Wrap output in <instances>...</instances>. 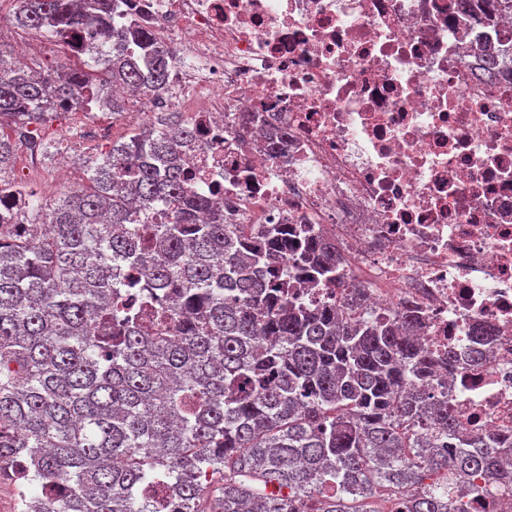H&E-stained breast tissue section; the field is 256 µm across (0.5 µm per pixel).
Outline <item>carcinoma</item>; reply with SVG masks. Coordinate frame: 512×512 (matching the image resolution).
Listing matches in <instances>:
<instances>
[{"label": "carcinoma", "instance_id": "cac0c4a2", "mask_svg": "<svg viewBox=\"0 0 512 512\" xmlns=\"http://www.w3.org/2000/svg\"><path fill=\"white\" fill-rule=\"evenodd\" d=\"M124 1L16 0L22 30L111 38L110 68L86 43L96 70L41 78L0 49V193L30 214H0V480L20 512H454L472 476L512 481V437L454 443L451 407L408 384L454 363L415 319L288 300L289 257L334 282L336 244L226 223L186 183V124L143 126L49 204L4 179L58 113L121 116L108 83L166 86L171 51L144 16H116Z\"/></svg>", "mask_w": 512, "mask_h": 512}]
</instances>
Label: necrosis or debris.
<instances>
[{"mask_svg":"<svg viewBox=\"0 0 512 512\" xmlns=\"http://www.w3.org/2000/svg\"><path fill=\"white\" fill-rule=\"evenodd\" d=\"M171 50L165 90L130 122L186 113L185 173L232 224L309 225L335 241L340 288L305 307L416 315L457 355L424 386L467 437L512 433V13L450 0H134ZM495 78H482L485 55ZM485 360L472 361L483 332Z\"/></svg>","mask_w":512,"mask_h":512,"instance_id":"necrosis-or-debris-1","label":"necrosis or debris"}]
</instances>
